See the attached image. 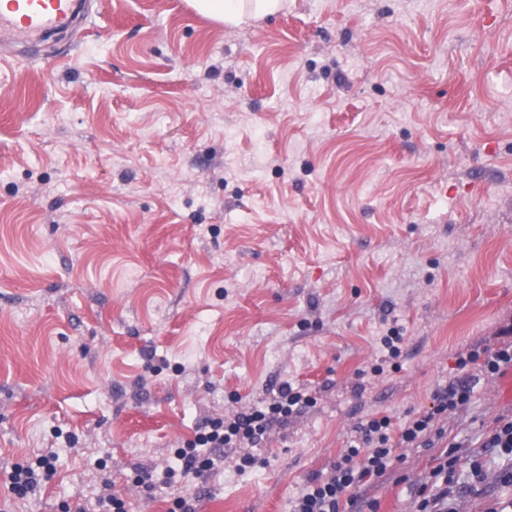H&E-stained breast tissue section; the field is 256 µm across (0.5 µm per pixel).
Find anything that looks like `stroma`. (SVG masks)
Segmentation results:
<instances>
[{"instance_id": "35a3bbf8", "label": "stroma", "mask_w": 512, "mask_h": 512, "mask_svg": "<svg viewBox=\"0 0 512 512\" xmlns=\"http://www.w3.org/2000/svg\"><path fill=\"white\" fill-rule=\"evenodd\" d=\"M84 14L0 44V512H289L359 423L431 408L461 357L512 341V0H288L239 27L188 0ZM286 381L315 404L255 466L227 448L205 476L137 483ZM510 413L480 381L366 499L416 512L455 441V508L485 512L501 461L479 435ZM50 450L35 495H11V466Z\"/></svg>"}]
</instances>
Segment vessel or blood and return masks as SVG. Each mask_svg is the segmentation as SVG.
<instances>
[{
    "instance_id": "vessel-or-blood-1",
    "label": "vessel or blood",
    "mask_w": 512,
    "mask_h": 512,
    "mask_svg": "<svg viewBox=\"0 0 512 512\" xmlns=\"http://www.w3.org/2000/svg\"><path fill=\"white\" fill-rule=\"evenodd\" d=\"M75 9V0H8L6 9H0V35L14 41L31 40L68 26Z\"/></svg>"
}]
</instances>
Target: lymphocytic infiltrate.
<instances>
[{"mask_svg": "<svg viewBox=\"0 0 512 512\" xmlns=\"http://www.w3.org/2000/svg\"><path fill=\"white\" fill-rule=\"evenodd\" d=\"M472 393L469 383L458 382L439 389L430 410L410 418L400 427H393L387 416L361 424L357 436L330 473L309 478L301 494L292 500L290 512H346V505L355 502L351 490L383 477L398 462V449L430 447V436L437 431L441 418L468 404ZM307 402L305 393L286 381L270 392L263 408L245 410L233 419L210 423L208 430L197 435L192 447L179 450L182 474L209 473L215 468L209 449L255 443L273 424ZM458 462L455 450H446L426 479L417 483L414 493L418 512H455L451 494Z\"/></svg>", "mask_w": 512, "mask_h": 512, "instance_id": "1", "label": "lymphocytic infiltrate"}]
</instances>
